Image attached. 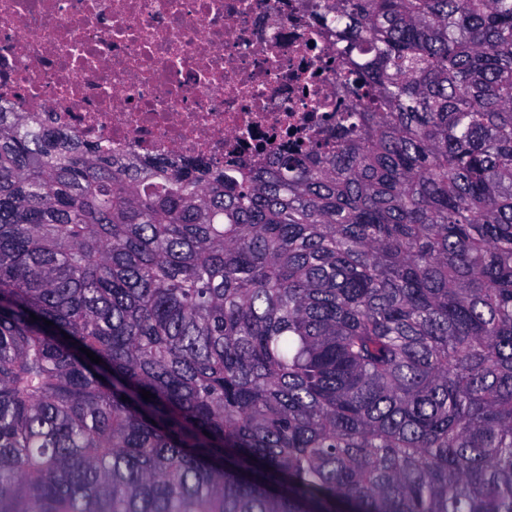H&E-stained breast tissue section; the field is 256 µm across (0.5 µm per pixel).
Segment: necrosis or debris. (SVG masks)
Returning a JSON list of instances; mask_svg holds the SVG:
<instances>
[{
	"instance_id": "obj_1",
	"label": "necrosis or debris",
	"mask_w": 512,
	"mask_h": 512,
	"mask_svg": "<svg viewBox=\"0 0 512 512\" xmlns=\"http://www.w3.org/2000/svg\"><path fill=\"white\" fill-rule=\"evenodd\" d=\"M337 60L303 0H0V102L124 157L220 168L322 137Z\"/></svg>"
}]
</instances>
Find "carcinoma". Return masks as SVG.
Masks as SVG:
<instances>
[{"mask_svg": "<svg viewBox=\"0 0 512 512\" xmlns=\"http://www.w3.org/2000/svg\"><path fill=\"white\" fill-rule=\"evenodd\" d=\"M307 3L259 167L0 107V512H512V0Z\"/></svg>", "mask_w": 512, "mask_h": 512, "instance_id": "carcinoma-1", "label": "carcinoma"}]
</instances>
